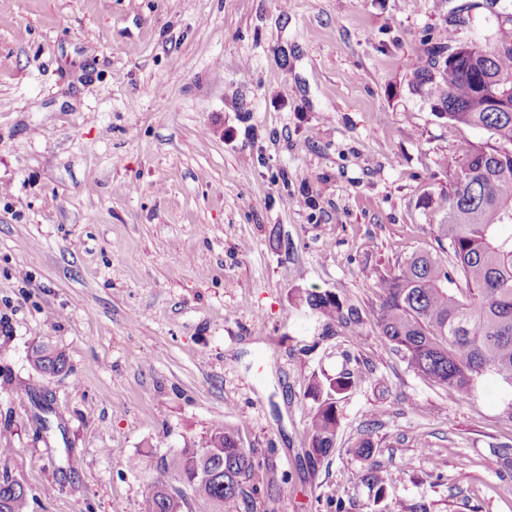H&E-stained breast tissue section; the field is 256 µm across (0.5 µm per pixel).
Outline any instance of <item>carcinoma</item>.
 I'll return each mask as SVG.
<instances>
[{"instance_id":"carcinoma-1","label":"carcinoma","mask_w":512,"mask_h":512,"mask_svg":"<svg viewBox=\"0 0 512 512\" xmlns=\"http://www.w3.org/2000/svg\"><path fill=\"white\" fill-rule=\"evenodd\" d=\"M446 50L440 44L431 47L415 68L416 90L436 114L457 126L487 131L489 141L446 162L448 187L423 197L439 251L414 252L392 272L378 275L375 327L409 366L461 400L475 398L480 386L494 379L512 423V112L489 110L491 90L478 81L473 60L435 71V59ZM490 55L499 76L495 86L512 94V44L505 41ZM296 297L312 314L363 336L359 310L337 293L299 289ZM28 360L46 376L67 366L66 354L46 345L32 348ZM352 384L350 375L310 383V457L325 458L335 448L336 395ZM163 468L193 497L212 502L216 512H241L246 488L255 486L262 464L221 428L163 460ZM354 479L375 489L376 499L384 496L388 477L380 469H361ZM26 504L27 489L1 478L0 512H24ZM188 507L182 490L158 482L143 512H186Z\"/></svg>"}]
</instances>
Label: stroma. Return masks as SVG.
<instances>
[{
	"mask_svg": "<svg viewBox=\"0 0 512 512\" xmlns=\"http://www.w3.org/2000/svg\"><path fill=\"white\" fill-rule=\"evenodd\" d=\"M510 29L512 0H0V476L26 512H142L165 474L130 460L217 428L263 463L253 512H512L495 383L460 400L375 328L377 274L438 249L443 160L488 139L432 111L415 63ZM37 344L67 369L35 371ZM346 371L311 461L308 384ZM296 297L313 315L335 324L357 337L363 336L364 320L353 305L342 301L336 292L318 289H297ZM353 477L360 483L367 484L375 489L377 501L384 496L387 488L388 477L380 469L369 466L356 472Z\"/></svg>",
	"mask_w": 512,
	"mask_h": 512,
	"instance_id": "stroma-1",
	"label": "stroma"
}]
</instances>
